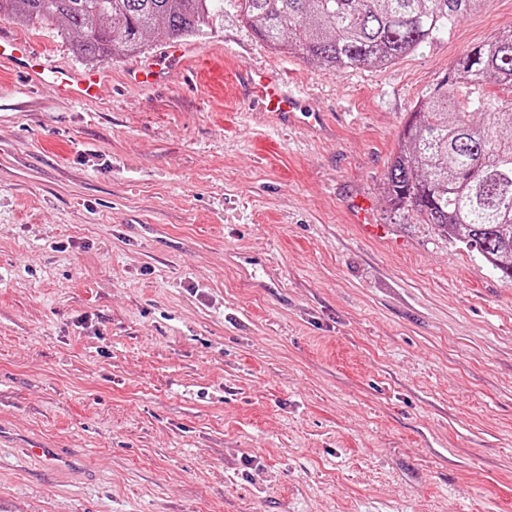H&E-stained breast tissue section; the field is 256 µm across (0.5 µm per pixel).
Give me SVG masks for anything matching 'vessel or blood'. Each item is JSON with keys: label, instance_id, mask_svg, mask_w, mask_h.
<instances>
[{"label": "vessel or blood", "instance_id": "obj_1", "mask_svg": "<svg viewBox=\"0 0 512 512\" xmlns=\"http://www.w3.org/2000/svg\"><path fill=\"white\" fill-rule=\"evenodd\" d=\"M188 46H169L164 56L153 57L128 73L133 84L160 85L169 83L172 62L183 59ZM0 64L13 66L36 87H50L63 99L85 102L102 97L110 84L108 68L92 70L61 68L41 61L32 55L27 46L0 33ZM249 106L265 112L276 124L285 126L297 121L308 125L320 123L321 112L296 86L288 80L285 71L259 69L251 71L243 80ZM27 456L37 459L55 471H78L83 467L81 458L74 453L36 444L26 450Z\"/></svg>", "mask_w": 512, "mask_h": 512}]
</instances>
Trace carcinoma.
I'll list each match as a JSON object with an SVG mask.
<instances>
[{
  "instance_id": "cac0c4a2",
  "label": "carcinoma",
  "mask_w": 512,
  "mask_h": 512,
  "mask_svg": "<svg viewBox=\"0 0 512 512\" xmlns=\"http://www.w3.org/2000/svg\"><path fill=\"white\" fill-rule=\"evenodd\" d=\"M280 52L341 73L377 68L448 34L483 0H234ZM224 0H0L26 26L62 22L74 51L102 62L146 36L204 38ZM493 79L511 97L481 92ZM386 181L394 210L412 212L512 281V32L459 58L425 93L401 132Z\"/></svg>"
}]
</instances>
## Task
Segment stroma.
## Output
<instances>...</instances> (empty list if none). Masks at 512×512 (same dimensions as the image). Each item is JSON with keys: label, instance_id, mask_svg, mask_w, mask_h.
Listing matches in <instances>:
<instances>
[{"label": "stroma", "instance_id": "obj_1", "mask_svg": "<svg viewBox=\"0 0 512 512\" xmlns=\"http://www.w3.org/2000/svg\"><path fill=\"white\" fill-rule=\"evenodd\" d=\"M1 26L80 64L64 25ZM504 30L485 0L336 74L226 0L169 86L123 87L153 36L91 102L0 68V512H512V282L386 185L419 98ZM271 67L320 130L248 112ZM22 452L54 471H78L83 467L82 459L77 454L63 451L61 448H51L45 444L22 448Z\"/></svg>", "mask_w": 512, "mask_h": 512}]
</instances>
